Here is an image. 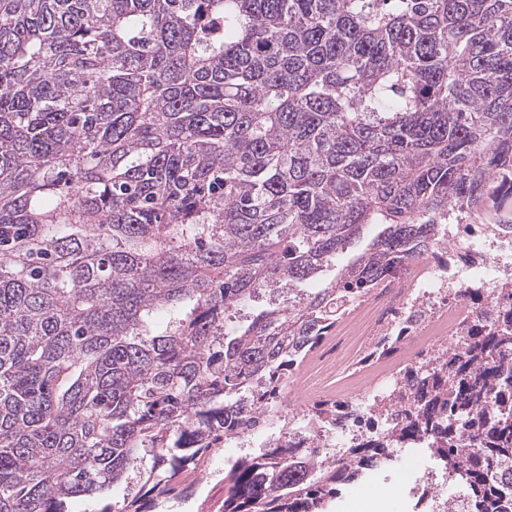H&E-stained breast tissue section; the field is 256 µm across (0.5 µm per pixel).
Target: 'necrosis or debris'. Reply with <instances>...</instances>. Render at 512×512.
Here are the masks:
<instances>
[{"label":"necrosis or debris","instance_id":"obj_1","mask_svg":"<svg viewBox=\"0 0 512 512\" xmlns=\"http://www.w3.org/2000/svg\"><path fill=\"white\" fill-rule=\"evenodd\" d=\"M505 291L512 292V229L457 216L442 225L431 251L348 305L328 352L311 362L297 390L309 405L331 390L340 404L370 409L394 397L404 371L423 366L439 346L457 343L477 323L497 329V299ZM385 336L405 337V362L366 360ZM287 423L292 446L329 449L378 438L395 420L370 430L349 421L322 427L292 411Z\"/></svg>","mask_w":512,"mask_h":512}]
</instances>
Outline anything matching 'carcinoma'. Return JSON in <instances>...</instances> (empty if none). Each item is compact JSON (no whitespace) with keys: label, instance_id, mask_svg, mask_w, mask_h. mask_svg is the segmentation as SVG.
<instances>
[{"label":"carcinoma","instance_id":"1","mask_svg":"<svg viewBox=\"0 0 512 512\" xmlns=\"http://www.w3.org/2000/svg\"><path fill=\"white\" fill-rule=\"evenodd\" d=\"M494 181L512 0H0V512L130 471L170 497L439 219L511 204ZM374 226L336 278L226 324ZM409 378L388 439H272L213 512H321L421 433L463 487L448 512H512V306Z\"/></svg>","mask_w":512,"mask_h":512}]
</instances>
